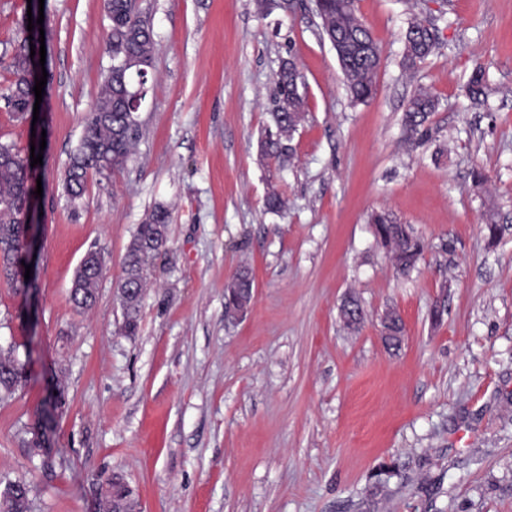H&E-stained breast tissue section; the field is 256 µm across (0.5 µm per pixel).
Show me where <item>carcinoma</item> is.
Instances as JSON below:
<instances>
[{"label": "carcinoma", "instance_id": "cac0c4a2", "mask_svg": "<svg viewBox=\"0 0 512 512\" xmlns=\"http://www.w3.org/2000/svg\"><path fill=\"white\" fill-rule=\"evenodd\" d=\"M319 17L323 32L329 41L351 47L360 40L373 41L366 27H359L354 0H321ZM111 28L107 49L112 59V78L102 77L96 100L87 121L84 136L70 156L64 177V191L69 203L79 204L86 191L89 176L95 174L107 180L116 171L125 168L132 157V146L138 136L139 121L128 111L124 89L134 87L147 91L150 70L153 67L155 45L150 22L136 8V0H111L108 4ZM28 16L20 23L21 36L16 40L10 67L15 76L10 93L5 96L6 108L15 117L33 114L35 104L34 83L28 78V49L30 44L40 45L39 25L27 30ZM438 44L437 28L422 22L413 23L407 30L404 59L414 66L427 58ZM379 53L365 55L359 61L341 68L347 89L353 101L364 102L376 93V73ZM298 70L293 62H285L276 74L275 84L280 100L288 103V111L273 113L276 133H267L261 140V154L275 161L287 155L285 141L304 119V99L298 92ZM491 89L484 80L482 67L474 69L466 93L473 100L485 99ZM437 99L421 90L408 102L404 113V126L412 135L435 111ZM33 169L14 145L0 142V275L10 281L15 291L24 294L28 284L17 271L24 247L28 213L30 209L26 184L32 179ZM169 212L163 206L155 207L145 221L137 226L127 248L123 262V276L118 284L122 288V330L127 336L138 332L142 294L132 286H145L146 269L152 260L166 251ZM375 236L387 246L394 245L396 269L407 274L419 261L423 247L408 228L389 212L372 215ZM104 258L101 252L84 273L76 274L71 301L78 310L95 304L96 285L103 273ZM234 287L225 289V312L232 314V302L238 297H250L253 292L251 272L240 269L232 277ZM25 366L16 356V350L0 351V400L13 396L17 381L24 376ZM62 394L47 397L44 408L27 431L31 447L40 451L51 448V431L54 407L61 403ZM106 497L103 512H121L127 502L136 500V492L125 476L116 472L106 480ZM29 488L24 481L8 483L0 491V512H30L29 499L20 496Z\"/></svg>", "mask_w": 512, "mask_h": 512}]
</instances>
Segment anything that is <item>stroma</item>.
Here are the masks:
<instances>
[{"instance_id": "stroma-1", "label": "stroma", "mask_w": 512, "mask_h": 512, "mask_svg": "<svg viewBox=\"0 0 512 512\" xmlns=\"http://www.w3.org/2000/svg\"><path fill=\"white\" fill-rule=\"evenodd\" d=\"M156 43L126 168L63 192L104 69V0H48L49 99L37 122L0 99V142L39 168L37 299L0 278V343L26 380L0 401V482L32 487L31 512H101L122 472L140 512H512V0H356L380 50L377 91L352 101L314 0H139ZM439 45L404 61L413 20ZM296 64L305 118L291 159L263 160L275 78ZM495 89L463 90L475 65ZM438 108L423 138L403 115L418 91ZM278 192L285 208L267 212ZM170 213L137 335L117 285L138 224ZM386 210L425 250L399 274L369 217ZM505 230L490 240L485 224ZM96 249L97 301L76 310V268ZM249 268L254 298L224 313ZM363 309L348 327L341 306ZM405 323L399 348L381 318ZM50 453L29 448L52 387ZM394 473L382 488L372 474ZM231 280L235 288H226L224 292L225 312L228 315H233L232 302L235 298L252 296L254 282L251 272L246 268L239 269L235 272Z\"/></svg>"}]
</instances>
